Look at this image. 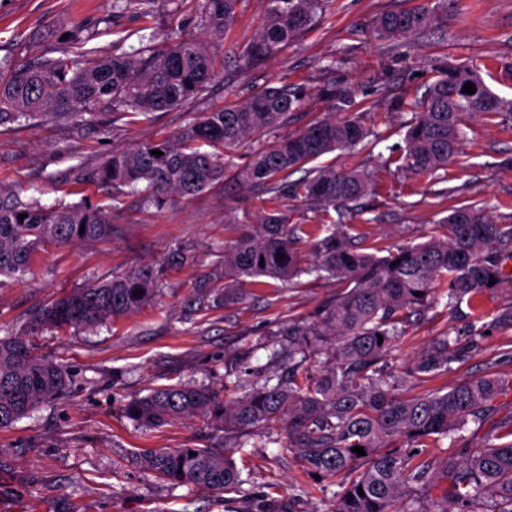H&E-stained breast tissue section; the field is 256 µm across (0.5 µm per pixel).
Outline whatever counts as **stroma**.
Instances as JSON below:
<instances>
[{
	"label": "stroma",
	"mask_w": 512,
	"mask_h": 512,
	"mask_svg": "<svg viewBox=\"0 0 512 512\" xmlns=\"http://www.w3.org/2000/svg\"><path fill=\"white\" fill-rule=\"evenodd\" d=\"M203 0H154L153 12L113 8L112 0H0V60L24 62L45 52L110 55L139 49V31L208 38L200 21ZM428 0H329L315 24L273 58L243 66L234 53L251 43L262 24L263 0H240L224 38H210L218 76L202 97L152 120L95 109L80 124L39 117L0 126V200L39 198L41 203L78 204L91 198L114 208L111 241L87 246L48 245L23 278L0 276V336L24 332L48 356L63 358L72 373L64 399L41 405L30 417L0 429V512H241L242 502L223 495L157 480L136 461L160 448H220L223 430L200 421L138 428L125 404L148 389L176 383L222 387L227 353H250V365L265 363L256 347L281 323L313 318L336 292L332 281L304 275L290 284L269 281L250 289L242 304L187 320L181 315L192 282L221 261L224 243L241 225L255 224L275 207L293 224L337 223L335 210L318 211L302 199L271 200L258 187L222 184L165 207H143L132 196L113 201L111 190L92 180L112 152L144 140L173 137L192 121L224 103L243 100L268 83L311 93L291 117V128L326 116L329 108L361 117L379 134L376 146L336 150L318 158L321 166L368 171L373 194L354 206L351 237L383 256L408 243L441 234V220L454 207L484 210L512 224V119L477 115L444 178L415 176L396 166L376 164L377 155L402 153L408 106L422 97L442 72L456 66L478 71L489 88L512 99V0H450L438 31L401 46L378 41L371 32L380 14L410 10ZM87 30L88 39L59 40L62 30ZM193 259L168 266L176 247ZM144 263L164 265L163 295L135 314L87 332L31 327L32 316L61 292L98 277L134 270ZM467 305L428 309L397 341L394 364L412 358L445 331L467 333ZM512 330H493L482 352L451 373L411 386V393L443 388L482 374L489 361L512 377L506 356ZM251 495L286 502L289 512H330L337 481L308 475L286 440L245 445L234 455Z\"/></svg>",
	"instance_id": "obj_1"
}]
</instances>
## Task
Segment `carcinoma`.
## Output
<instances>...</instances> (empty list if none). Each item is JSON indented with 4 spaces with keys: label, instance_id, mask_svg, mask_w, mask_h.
<instances>
[{
    "label": "carcinoma",
    "instance_id": "carcinoma-1",
    "mask_svg": "<svg viewBox=\"0 0 512 512\" xmlns=\"http://www.w3.org/2000/svg\"><path fill=\"white\" fill-rule=\"evenodd\" d=\"M238 0H205L208 32L222 36L233 24ZM328 0H266L255 40L237 54L244 63L271 57L308 30ZM445 2L386 12L372 20L375 39L395 45L436 28ZM148 56L112 51L78 64L66 55L40 56L24 64H0V126L35 116L63 117L74 124L88 110L132 111L144 117L199 98L216 76L205 40L171 39L155 44L141 34ZM463 74L481 87L472 98L461 91ZM307 95L265 86L239 102L202 112L171 139L143 141L112 153L93 175L96 183L143 206L167 197L191 198L229 180L259 186L280 199L301 195L322 208H348L372 191L369 173L358 169L305 165L336 150H350L367 137L358 119L331 115L253 151L244 165L231 158L246 141L262 144L288 126ZM405 122L401 168L415 175L444 170L461 152L466 117L512 115V100L493 93L469 67H454L428 86L411 105ZM159 150L156 156L151 151ZM25 213L27 217L19 219ZM113 213L86 200L79 205H42L37 198L0 203V275L24 277L34 254L47 243L96 244L112 238ZM445 232L408 244L385 256L367 252L333 224L314 244L316 261L304 262L299 245L315 235L308 224L288 223V214L265 215L224 243V260L189 288L185 319L240 304L247 287L267 279L289 283L306 274L333 278L336 296L312 320H290L274 335L278 346L268 362L236 377L238 396L208 385L157 387L125 405L129 419L144 428L200 419L235 439L272 437L282 430L303 469L322 479H339L332 512H512V415L496 419L494 443L463 449L437 463L407 460L390 451L453 437L467 426L495 419L496 401L512 393V378L491 369L448 389L407 398L399 391L453 370L483 348L484 336H437L400 372L388 371L395 343L412 318L447 297L467 302L474 320L483 317L485 293L512 281V224H498L469 207L449 210ZM396 266H391L392 262ZM495 284H489L490 279ZM165 289L163 272L151 264L111 274L50 302L35 325L57 330L93 329L129 316ZM383 342H378V337ZM70 370L59 357L36 352L26 334L0 337V429L29 416L39 405L63 397ZM139 414H134V411ZM355 446L364 448L359 456ZM195 455H190V452ZM142 466L164 482L211 492H238L246 483L233 459V445L145 451ZM364 495H359L358 490Z\"/></svg>",
    "mask_w": 512,
    "mask_h": 512
}]
</instances>
